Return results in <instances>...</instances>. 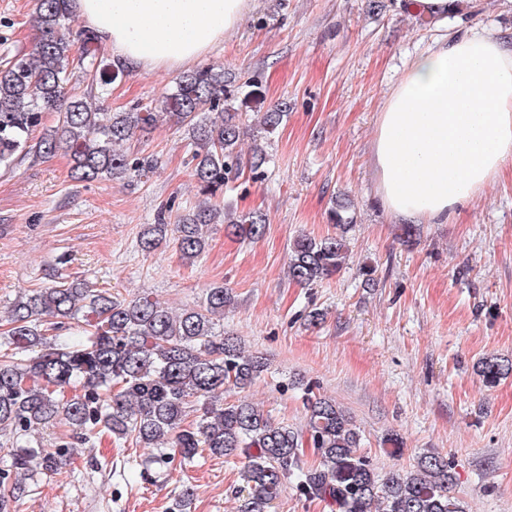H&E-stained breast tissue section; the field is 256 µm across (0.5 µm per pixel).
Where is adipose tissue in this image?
Listing matches in <instances>:
<instances>
[{"instance_id":"adipose-tissue-1","label":"adipose tissue","mask_w":512,"mask_h":512,"mask_svg":"<svg viewBox=\"0 0 512 512\" xmlns=\"http://www.w3.org/2000/svg\"><path fill=\"white\" fill-rule=\"evenodd\" d=\"M250 0H73L113 55L144 68L196 61ZM378 192L398 217L447 223L512 161V47L455 30L414 58L379 114Z\"/></svg>"}]
</instances>
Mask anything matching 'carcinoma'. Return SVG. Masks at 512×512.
I'll return each mask as SVG.
<instances>
[{
    "instance_id": "carcinoma-1",
    "label": "carcinoma",
    "mask_w": 512,
    "mask_h": 512,
    "mask_svg": "<svg viewBox=\"0 0 512 512\" xmlns=\"http://www.w3.org/2000/svg\"><path fill=\"white\" fill-rule=\"evenodd\" d=\"M70 2L37 0L38 41L29 51L0 58V167L10 168L22 153L50 158L64 150L78 179L141 177L152 161L120 147L149 130L157 113L139 107L103 112L90 106V94L68 88L76 68L92 87L112 84L122 67L98 63L92 50L98 37L86 29L73 31ZM234 98L224 70L213 67L187 73L162 97L165 114L187 132L192 176L207 202L175 224L161 217L144 225L142 251L171 242L191 262L207 245L202 227L220 221L244 239L266 233L262 213L239 219L212 202L242 174L237 147L244 130ZM51 112L57 113L56 124L34 137ZM286 116L265 112L259 126L272 135ZM266 160L265 149L254 146L253 178L264 176ZM331 220L336 233L294 241L290 281L311 285L345 268L351 221L339 209L331 210ZM230 303L229 290L213 285L199 304L174 314L148 295L127 299L78 281H54L11 302L4 317L5 353H0V512H12L26 492L22 483L9 480L10 473L32 479L57 474L67 465L65 449L73 441L94 444L106 433L154 450L157 464L166 463L168 448L187 461L204 453L244 456L240 479L247 497L241 512H272L287 478L306 498L334 503L336 512H466L448 495V459L438 454L423 456L411 471L379 478L357 453L361 435L351 417L332 399L307 395L303 430L272 421L246 400L224 401L225 391H242L267 370L262 357L245 353L225 336L224 308ZM72 321L84 324V334L64 333ZM476 371L492 385L512 372V360L487 357ZM77 385L80 392L66 394ZM190 408L196 415L188 422ZM54 424H65L70 432L46 448L35 432ZM306 447L315 460L305 459ZM193 498V487L184 486L166 512H186Z\"/></svg>"
}]
</instances>
